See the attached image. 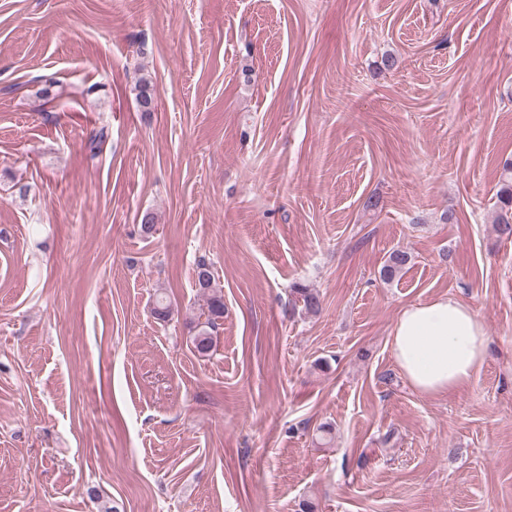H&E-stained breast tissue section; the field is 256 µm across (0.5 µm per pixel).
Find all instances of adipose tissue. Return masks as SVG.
Returning a JSON list of instances; mask_svg holds the SVG:
<instances>
[{"mask_svg": "<svg viewBox=\"0 0 512 512\" xmlns=\"http://www.w3.org/2000/svg\"><path fill=\"white\" fill-rule=\"evenodd\" d=\"M388 343L402 377L423 395L451 393L470 383L489 352L480 316L448 295L404 306Z\"/></svg>", "mask_w": 512, "mask_h": 512, "instance_id": "obj_1", "label": "adipose tissue"}]
</instances>
